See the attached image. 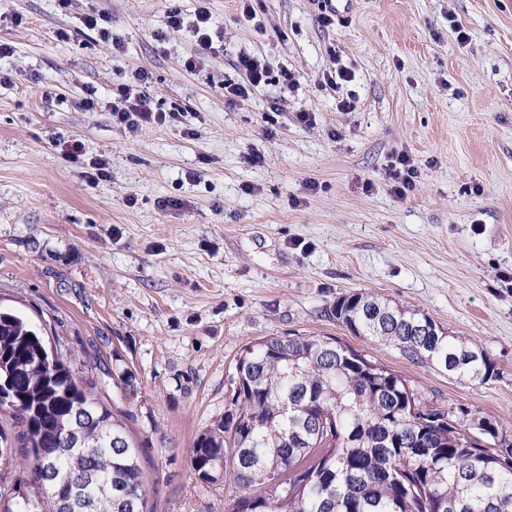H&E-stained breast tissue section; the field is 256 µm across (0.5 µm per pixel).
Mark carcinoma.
<instances>
[{"instance_id": "carcinoma-1", "label": "carcinoma", "mask_w": 512, "mask_h": 512, "mask_svg": "<svg viewBox=\"0 0 512 512\" xmlns=\"http://www.w3.org/2000/svg\"><path fill=\"white\" fill-rule=\"evenodd\" d=\"M331 315L414 364L484 384L497 376L480 346L429 316L375 294L339 298ZM235 409L199 434L190 465L204 483L223 461L241 496L234 512H512V442L487 418L468 439L472 413L433 407L401 375L329 338L272 336L237 362ZM75 377L67 354L50 356L35 325L0 310V411L21 427L0 460L29 461L0 485V512L55 499L60 512H145L139 443L121 415ZM65 441L54 439L57 430Z\"/></svg>"}]
</instances>
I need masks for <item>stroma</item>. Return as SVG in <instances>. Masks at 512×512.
Here are the masks:
<instances>
[{
  "label": "stroma",
  "mask_w": 512,
  "mask_h": 512,
  "mask_svg": "<svg viewBox=\"0 0 512 512\" xmlns=\"http://www.w3.org/2000/svg\"><path fill=\"white\" fill-rule=\"evenodd\" d=\"M199 6L216 51L167 24ZM251 8L0 0V308L47 324L77 375L97 361L99 393L143 444L147 512H232V475L204 483L189 459L232 407L240 354L268 336L334 339L433 405L512 428V0H339L329 27L317 0ZM242 52L274 79L230 104ZM339 65L351 79L334 89L323 75ZM139 69L179 122H113L115 73ZM285 70L297 89L278 83ZM400 153L418 169L402 197L387 177ZM355 292L483 346L497 376L471 384L353 335L328 310Z\"/></svg>",
  "instance_id": "1"
}]
</instances>
